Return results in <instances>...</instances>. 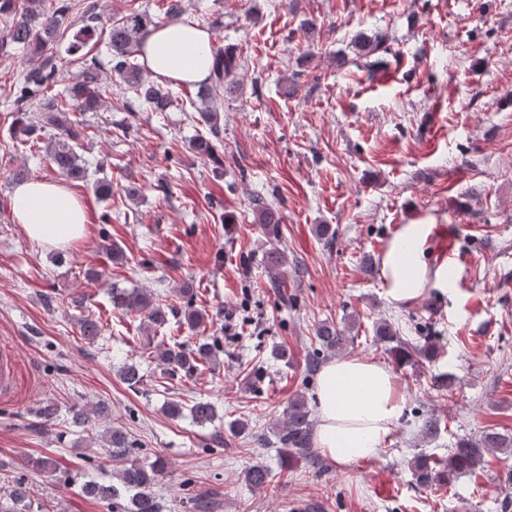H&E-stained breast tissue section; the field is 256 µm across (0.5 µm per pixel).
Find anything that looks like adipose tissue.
<instances>
[{
	"label": "adipose tissue",
	"instance_id": "obj_1",
	"mask_svg": "<svg viewBox=\"0 0 512 512\" xmlns=\"http://www.w3.org/2000/svg\"><path fill=\"white\" fill-rule=\"evenodd\" d=\"M211 32L199 23L170 22L151 28L143 50L156 79L199 82L213 62ZM15 223L41 247L65 248L86 231L85 210L63 183L32 180L17 185L10 198ZM426 224L402 225L380 258V272L391 301L417 298L425 289L447 286L448 274L431 270L425 259ZM319 421L314 442L320 454L349 466L379 456L403 412L393 374L378 362L341 356L319 373Z\"/></svg>",
	"mask_w": 512,
	"mask_h": 512
}]
</instances>
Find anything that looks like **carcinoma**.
<instances>
[{
    "mask_svg": "<svg viewBox=\"0 0 512 512\" xmlns=\"http://www.w3.org/2000/svg\"><path fill=\"white\" fill-rule=\"evenodd\" d=\"M72 10L79 13L82 22L68 47V51L76 53L101 22L97 0H76L74 3L71 0H0V16L9 23L7 37L10 44L29 51V68L16 76L12 88L14 130L21 136L20 144H35L44 138L47 130H57V136L46 146V157L51 167L70 179L84 181L88 177V168L78 149L85 122L79 116L97 111L102 99L112 94L110 87L102 83L98 58L82 56V71L78 79L47 99L41 105L40 113L33 116L30 110L35 101L44 98L46 91L57 86L60 69L55 56L48 53V45L58 37L66 36L61 27L65 15ZM152 24L149 14L132 7L112 21L109 26L110 63L125 90L133 92L147 111L162 113L179 106V99L169 90L146 79L144 69L138 62ZM386 42V35L377 33L372 38L358 41L355 48L358 56L367 58ZM236 67L237 58L231 50L221 45L214 46L212 67L199 92L210 96L219 89H231V76ZM218 121L219 114L215 109L209 107L199 111V124L209 127V135H201L193 143L194 149L202 156H212L214 143L220 140ZM251 205L255 223L262 225L271 242L270 248L262 256V264L276 288L279 304L292 309L298 301L297 295L288 293L287 283L279 278L281 270L288 264L287 254L277 245L281 236L279 211L261 197L253 198ZM112 305L125 313L142 316L149 328L166 324V311L155 303L153 294L144 288L112 289ZM78 325L81 336L89 340L101 335L103 330L100 321L88 316L79 318ZM376 338L393 344L390 351L395 353L402 365L413 362L416 355L428 359L436 356L434 344L426 342L417 345L403 341L387 322L378 325ZM317 341L321 348L336 351L347 345L349 337L346 330L325 323L317 329ZM217 353L218 347L213 341H191L177 336H170L168 341L162 340L156 346V358L163 365V371L170 376H197L214 362ZM119 377L131 388L139 386L143 380V374L133 362H126L120 367ZM186 410L192 420L201 425L215 418L214 406L208 401H198L189 407L175 402L165 404L166 413L173 417L183 416ZM312 432L311 410L305 397L298 395L288 404L286 420L273 430L281 470L288 469L301 458L311 457ZM105 438L114 455L124 456L133 448L127 434L120 429L108 430ZM492 449L511 458L512 435L491 430L476 441L462 438L445 459L417 456L412 462V473L422 487L445 486L454 476L471 472L483 459L484 452ZM165 468L166 463L160 457L149 464L132 463L116 473V482L88 480L82 484V492L101 502L110 501L119 505L121 512H159L152 487L156 475ZM273 478L272 469L262 463L250 466L244 474L245 482L259 489L269 485ZM0 512H30L29 494L23 482L13 484L8 493L0 498Z\"/></svg>",
    "mask_w": 512,
    "mask_h": 512,
    "instance_id": "cac0c4a2",
    "label": "carcinoma"
}]
</instances>
